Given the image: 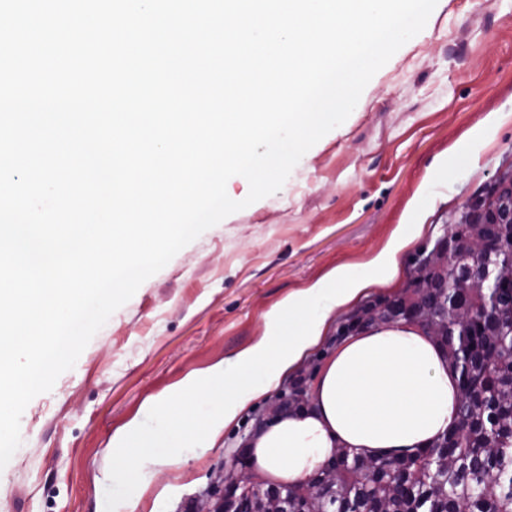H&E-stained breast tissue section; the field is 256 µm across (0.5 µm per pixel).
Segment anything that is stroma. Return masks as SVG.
<instances>
[{
    "mask_svg": "<svg viewBox=\"0 0 512 512\" xmlns=\"http://www.w3.org/2000/svg\"><path fill=\"white\" fill-rule=\"evenodd\" d=\"M499 123L486 127L489 113ZM444 179L424 184L436 167ZM512 168V0H438L425 28L365 87L348 119L295 166L283 187L181 249L95 334L73 369L36 396L22 443L0 470V512H104L112 437L148 400L260 342L267 316L342 264L382 252L416 212L423 233L398 255L402 275L368 300L404 291L421 254L461 207ZM338 311L321 343L281 378L312 385L340 347ZM269 405L253 401L211 448L158 463L135 512H191L240 455Z\"/></svg>",
    "mask_w": 512,
    "mask_h": 512,
    "instance_id": "obj_1",
    "label": "stroma"
}]
</instances>
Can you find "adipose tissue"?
<instances>
[{"label": "adipose tissue", "mask_w": 512, "mask_h": 512, "mask_svg": "<svg viewBox=\"0 0 512 512\" xmlns=\"http://www.w3.org/2000/svg\"><path fill=\"white\" fill-rule=\"evenodd\" d=\"M406 244L396 240L363 267H336L324 284L290 297L259 344L145 404L114 439L121 456L146 467L163 453L180 463L214 446L225 426L319 345L339 309L398 282ZM457 407V377L434 338L415 324L378 325L349 338L321 367L308 408L258 429L246 457L267 484L299 485L342 446L377 456L427 445L455 424Z\"/></svg>", "instance_id": "obj_1"}]
</instances>
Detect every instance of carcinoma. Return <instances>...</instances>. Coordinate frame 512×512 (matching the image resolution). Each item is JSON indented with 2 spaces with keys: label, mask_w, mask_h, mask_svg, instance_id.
<instances>
[{
  "label": "carcinoma",
  "mask_w": 512,
  "mask_h": 512,
  "mask_svg": "<svg viewBox=\"0 0 512 512\" xmlns=\"http://www.w3.org/2000/svg\"><path fill=\"white\" fill-rule=\"evenodd\" d=\"M453 260L437 279L452 291L430 289L438 337L461 394L455 427L424 448L372 458L347 448L314 478L307 494L281 490V512H512V320L497 315L470 323V302L507 284L512 255L490 251L473 258L466 244L449 241ZM405 297L355 311L345 333L406 319ZM470 331L482 349L461 362ZM271 487L258 483L247 512H267Z\"/></svg>",
  "instance_id": "carcinoma-1"
}]
</instances>
